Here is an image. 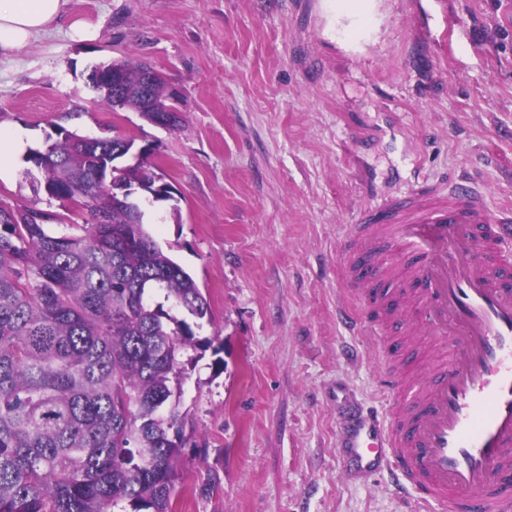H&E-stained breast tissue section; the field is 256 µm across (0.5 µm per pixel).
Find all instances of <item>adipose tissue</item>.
Returning a JSON list of instances; mask_svg holds the SVG:
<instances>
[{"mask_svg":"<svg viewBox=\"0 0 512 512\" xmlns=\"http://www.w3.org/2000/svg\"><path fill=\"white\" fill-rule=\"evenodd\" d=\"M68 0H0V56H9L49 33Z\"/></svg>","mask_w":512,"mask_h":512,"instance_id":"adipose-tissue-1","label":"adipose tissue"}]
</instances>
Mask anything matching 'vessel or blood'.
Wrapping results in <instances>:
<instances>
[{"label": "vessel or blood", "instance_id": "1", "mask_svg": "<svg viewBox=\"0 0 512 512\" xmlns=\"http://www.w3.org/2000/svg\"><path fill=\"white\" fill-rule=\"evenodd\" d=\"M346 320L369 331L385 367L387 414L344 415V473L392 474L431 512H512V209L479 187L423 182L362 209L344 240ZM406 284L401 299L376 285ZM415 305L432 338L433 373L409 382L398 315Z\"/></svg>", "mask_w": 512, "mask_h": 512}]
</instances>
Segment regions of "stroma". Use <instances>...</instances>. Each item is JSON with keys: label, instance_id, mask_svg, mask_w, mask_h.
Listing matches in <instances>:
<instances>
[{"label": "stroma", "instance_id": "1", "mask_svg": "<svg viewBox=\"0 0 512 512\" xmlns=\"http://www.w3.org/2000/svg\"><path fill=\"white\" fill-rule=\"evenodd\" d=\"M118 60L163 76L176 129L101 104L88 76ZM1 130L25 151L0 205L42 210L50 232L90 219L33 191L25 153L60 133L132 137L175 190L143 202L146 229L210 312L182 356L197 445L174 512H405L387 473L337 466V389L387 405L378 350L338 317L343 242L365 204L424 180L512 207V0H69L0 59Z\"/></svg>", "mask_w": 512, "mask_h": 512}]
</instances>
